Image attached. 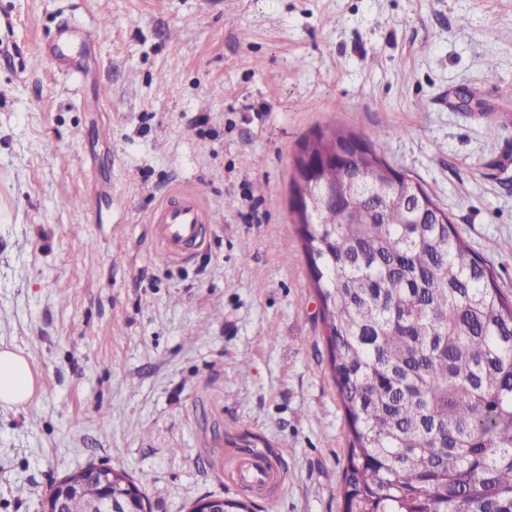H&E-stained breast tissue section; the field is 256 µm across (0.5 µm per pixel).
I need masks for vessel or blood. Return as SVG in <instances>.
I'll return each instance as SVG.
<instances>
[{
    "label": "vessel or blood",
    "mask_w": 512,
    "mask_h": 512,
    "mask_svg": "<svg viewBox=\"0 0 512 512\" xmlns=\"http://www.w3.org/2000/svg\"><path fill=\"white\" fill-rule=\"evenodd\" d=\"M158 238L168 258H183L188 246L198 244L202 225L211 223L210 213L203 209L198 199L184 194L171 199L154 214ZM267 463L261 452H253L240 470L244 482L255 483L266 479Z\"/></svg>",
    "instance_id": "b4317fda"
}]
</instances>
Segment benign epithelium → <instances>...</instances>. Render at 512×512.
<instances>
[{
  "label": "benign epithelium",
  "mask_w": 512,
  "mask_h": 512,
  "mask_svg": "<svg viewBox=\"0 0 512 512\" xmlns=\"http://www.w3.org/2000/svg\"><path fill=\"white\" fill-rule=\"evenodd\" d=\"M296 181L299 184L298 195L295 196L296 213L304 212L310 216L322 208L336 206L340 199L339 190L334 186H326L313 193L307 189V181L299 177ZM141 495L138 485L127 483L122 489H109L102 498L89 501L83 494L81 484L61 479L48 491L42 512H139L135 503ZM191 512H226L224 498H202L193 504Z\"/></svg>",
  "instance_id": "1"
}]
</instances>
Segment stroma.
Here are the masks:
<instances>
[{
    "mask_svg": "<svg viewBox=\"0 0 512 512\" xmlns=\"http://www.w3.org/2000/svg\"><path fill=\"white\" fill-rule=\"evenodd\" d=\"M378 139L512 298V0H0V512L129 472L151 512H342L348 424L291 210L305 140ZM212 213L189 259L153 214ZM243 448L282 476L245 491ZM36 386L29 359L19 350L0 346V406L24 407ZM224 497H206L196 501L191 507V512H251V506L244 500H232L228 502L229 509L226 511Z\"/></svg>",
    "mask_w": 512,
    "mask_h": 512,
    "instance_id": "obj_1",
    "label": "stroma"
}]
</instances>
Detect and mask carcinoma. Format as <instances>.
I'll use <instances>...</instances> for the list:
<instances>
[{"instance_id": "obj_1", "label": "carcinoma", "mask_w": 512, "mask_h": 512, "mask_svg": "<svg viewBox=\"0 0 512 512\" xmlns=\"http://www.w3.org/2000/svg\"><path fill=\"white\" fill-rule=\"evenodd\" d=\"M300 223L349 433L343 512H512V300L421 184L343 129Z\"/></svg>"}]
</instances>
